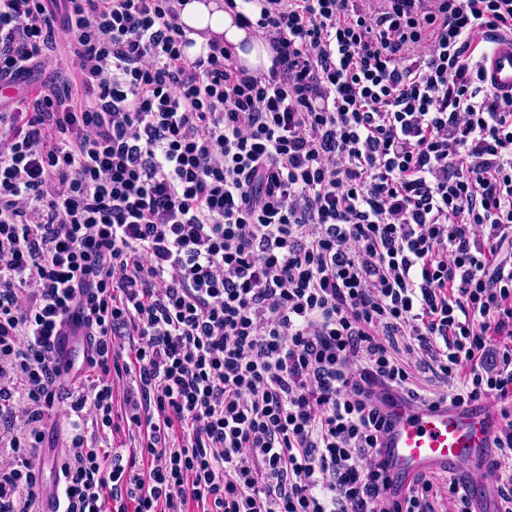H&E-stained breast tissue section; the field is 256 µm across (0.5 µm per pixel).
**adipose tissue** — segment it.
<instances>
[{
  "label": "adipose tissue",
  "mask_w": 512,
  "mask_h": 512,
  "mask_svg": "<svg viewBox=\"0 0 512 512\" xmlns=\"http://www.w3.org/2000/svg\"><path fill=\"white\" fill-rule=\"evenodd\" d=\"M181 23L191 31L189 56H197L211 38L224 42L238 65L254 73L268 72L273 53L268 41L253 30L239 26L233 10L223 0H187L180 11Z\"/></svg>",
  "instance_id": "ef3b65f1"
}]
</instances>
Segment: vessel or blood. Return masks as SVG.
Segmentation results:
<instances>
[{"label": "vessel or blood", "instance_id": "vessel-or-blood-1", "mask_svg": "<svg viewBox=\"0 0 512 512\" xmlns=\"http://www.w3.org/2000/svg\"><path fill=\"white\" fill-rule=\"evenodd\" d=\"M486 84L512 97V37L497 42L482 59ZM387 429L380 446L386 463L385 493L400 500L425 473L454 472L472 491L471 512H496L498 492L482 466L494 453L501 421L495 404H422L405 396L385 400Z\"/></svg>", "mask_w": 512, "mask_h": 512}]
</instances>
